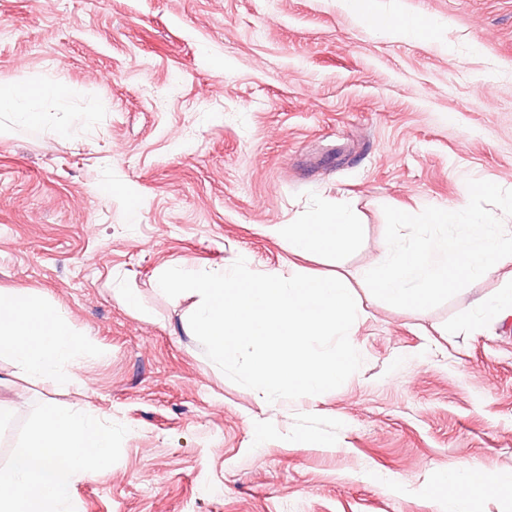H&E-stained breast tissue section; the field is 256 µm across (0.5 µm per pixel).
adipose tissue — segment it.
I'll use <instances>...</instances> for the list:
<instances>
[{"label":"adipose tissue","instance_id":"ef3b65f1","mask_svg":"<svg viewBox=\"0 0 512 512\" xmlns=\"http://www.w3.org/2000/svg\"><path fill=\"white\" fill-rule=\"evenodd\" d=\"M69 95L68 86L53 78L36 85L0 86V110L34 124L40 120L36 99ZM357 233L351 209L341 202L313 213L306 223L289 225L288 251L297 256L339 252L355 242ZM79 344L56 307L22 289L0 290V356L9 358L18 374L43 383L79 385L74 369ZM111 448L112 435L98 419L47 407L14 463L0 468V512H78L72 488L108 464ZM438 491L446 512H471L478 495L512 493V475L454 463L441 474Z\"/></svg>","mask_w":512,"mask_h":512}]
</instances>
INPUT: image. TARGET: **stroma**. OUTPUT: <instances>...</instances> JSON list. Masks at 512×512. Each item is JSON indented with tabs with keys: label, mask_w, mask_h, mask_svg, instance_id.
Wrapping results in <instances>:
<instances>
[{
	"label": "stroma",
	"mask_w": 512,
	"mask_h": 512,
	"mask_svg": "<svg viewBox=\"0 0 512 512\" xmlns=\"http://www.w3.org/2000/svg\"><path fill=\"white\" fill-rule=\"evenodd\" d=\"M378 9L431 28L382 34L342 0H0V84L71 89L36 101L39 124L0 117V289L81 336L77 388L0 358V465L55 403L112 432L80 512H442L449 464L512 473V314L482 311L512 264L423 311L360 280L388 249L384 207L512 189V0ZM339 199L360 226L340 255L305 261L268 232ZM240 257L355 288L363 364L341 387L270 403L206 357L196 298L158 279Z\"/></svg>",
	"instance_id": "1"
}]
</instances>
